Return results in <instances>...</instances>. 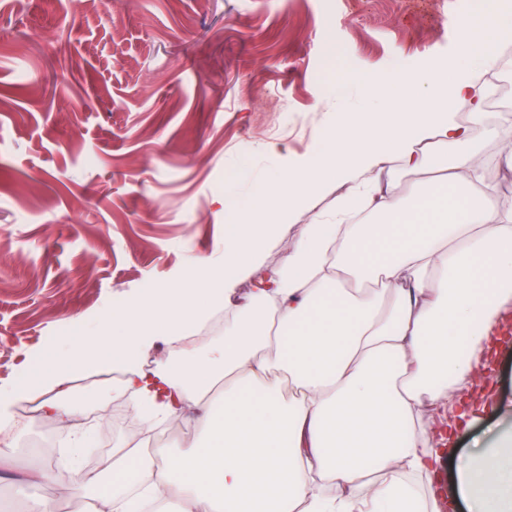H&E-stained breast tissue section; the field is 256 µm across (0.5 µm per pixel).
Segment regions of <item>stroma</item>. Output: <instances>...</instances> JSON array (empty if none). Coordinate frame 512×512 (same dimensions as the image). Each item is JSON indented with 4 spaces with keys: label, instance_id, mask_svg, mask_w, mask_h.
Returning <instances> with one entry per match:
<instances>
[{
    "label": "stroma",
    "instance_id": "obj_1",
    "mask_svg": "<svg viewBox=\"0 0 512 512\" xmlns=\"http://www.w3.org/2000/svg\"><path fill=\"white\" fill-rule=\"evenodd\" d=\"M471 0H10L0 6V385L62 332L142 289L175 288L189 257L224 249V182L277 167L266 142L308 154L361 96L326 86L450 54ZM331 182L267 242L264 267L318 213ZM484 438L512 406V343L484 354ZM92 386L80 429L110 425Z\"/></svg>",
    "mask_w": 512,
    "mask_h": 512
}]
</instances>
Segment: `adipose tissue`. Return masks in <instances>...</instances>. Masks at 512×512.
<instances>
[{
  "mask_svg": "<svg viewBox=\"0 0 512 512\" xmlns=\"http://www.w3.org/2000/svg\"><path fill=\"white\" fill-rule=\"evenodd\" d=\"M511 34L512 0H476L451 56L386 76L368 66L332 83L338 99L358 85L371 111L343 113L306 160L265 144L286 164L248 197L225 182L219 258L190 260L179 289L104 311L93 334L57 337L0 386L7 439L24 399L69 428L81 399H63V386L104 369L120 373L147 427L199 411L177 452L131 435L91 478L77 460L96 442L87 431L72 439L67 474L35 467L25 483L53 484L57 499L85 512H134L138 499L174 493L185 512H437L431 484L444 438L430 421L477 384L474 355L512 299V206L494 205L485 155L471 144L481 130L497 142L498 167L512 171V136L487 122L478 86L499 64L495 43ZM410 91L417 104L406 112ZM395 166L414 178L407 195L387 179ZM331 176L347 187L335 210L304 225L278 268H262L254 245ZM358 210L372 222L351 223ZM246 274L260 288L231 303ZM220 311L223 338L189 346ZM161 336L168 355L145 372L141 355ZM453 492L468 512H512V430L468 455ZM57 499L31 501L30 512H56Z\"/></svg>",
  "mask_w": 512,
  "mask_h": 512,
  "instance_id": "obj_1",
  "label": "adipose tissue"
}]
</instances>
